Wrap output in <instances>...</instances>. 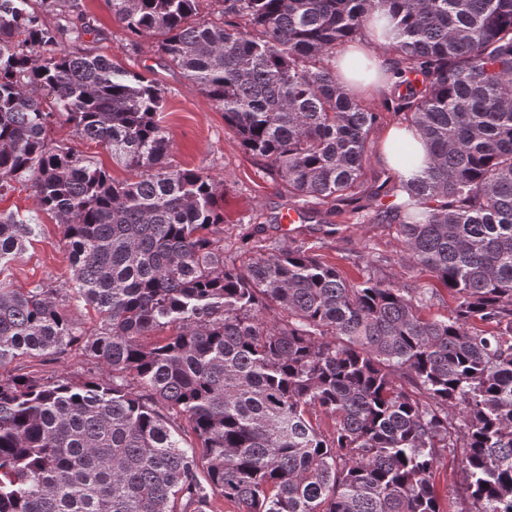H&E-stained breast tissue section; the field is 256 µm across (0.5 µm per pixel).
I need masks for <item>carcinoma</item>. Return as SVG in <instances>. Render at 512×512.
<instances>
[{
  "label": "carcinoma",
  "instance_id": "cac0c4a2",
  "mask_svg": "<svg viewBox=\"0 0 512 512\" xmlns=\"http://www.w3.org/2000/svg\"><path fill=\"white\" fill-rule=\"evenodd\" d=\"M199 2L112 0V17L159 36L303 206L355 188L377 118L323 61L391 26L395 85L421 78L396 110L429 155L375 219L456 307L426 320L436 292L350 281L286 241L225 263L218 183L165 162V90L65 49L79 0H0V194L32 182L71 292L103 315L86 336L51 290L0 283V369L78 347L112 371L0 372V512H207L218 497L235 512H441L435 474L458 450L469 512H512V0H222L218 23L195 20ZM59 116L135 179L52 144ZM35 231L0 215V269Z\"/></svg>",
  "mask_w": 512,
  "mask_h": 512
}]
</instances>
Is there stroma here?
<instances>
[{
	"mask_svg": "<svg viewBox=\"0 0 512 512\" xmlns=\"http://www.w3.org/2000/svg\"><path fill=\"white\" fill-rule=\"evenodd\" d=\"M82 4L87 30L79 40L68 43V50L107 55L165 89L162 125L171 141L167 161L179 168L202 170L219 182L215 207L224 222L219 225L217 236L224 241L226 262L242 263L246 255L263 254L272 242L286 240L304 245L352 280L378 275L414 288L439 289V300L423 309L424 317L441 319L455 307L454 296L440 289L431 272L405 261L396 225L356 221L357 207L367 204L372 191L395 177L378 156L387 130L405 121L404 113L389 109V91L362 99L378 119L369 136L370 158L357 193L343 201L313 205L312 216L305 222L283 224L280 214L291 202L287 184L242 145L235 130L225 123L223 112L206 94L191 86L179 69L169 66L165 57L157 53L155 37H129L112 18L111 0H82ZM47 137L52 143L72 146L90 157L114 182L123 183L135 176L101 146L76 137L65 118H58L49 127ZM0 212L17 213L36 227L24 251L0 271V283L19 289L38 285L52 289L60 309L82 332L97 331L100 315L76 300L69 290L72 268L60 225L54 215L39 208L30 184L15 183L11 191L0 196ZM7 370L43 381L60 376L76 382L108 377L96 360L78 350L62 357L20 358ZM435 490L443 512H467L469 503L457 456L444 458L436 474Z\"/></svg>",
	"mask_w": 512,
	"mask_h": 512,
	"instance_id": "35a3bbf8",
	"label": "stroma"
}]
</instances>
